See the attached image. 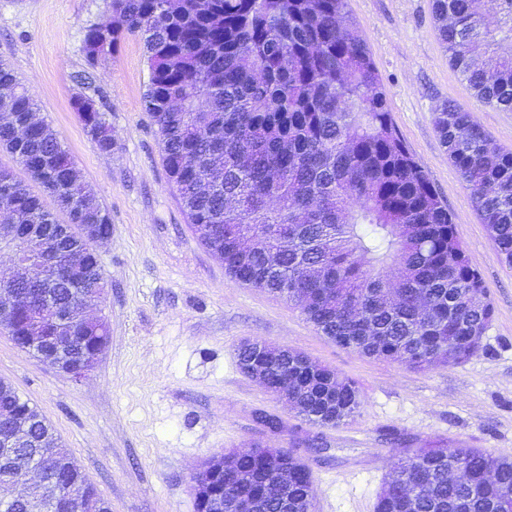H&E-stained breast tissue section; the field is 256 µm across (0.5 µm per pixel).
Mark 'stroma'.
<instances>
[{"label": "stroma", "instance_id": "obj_1", "mask_svg": "<svg viewBox=\"0 0 512 512\" xmlns=\"http://www.w3.org/2000/svg\"><path fill=\"white\" fill-rule=\"evenodd\" d=\"M109 0H0V60L11 65L110 216L98 254L106 278L89 309L109 341L94 369L73 381L0 332V378L42 411L112 512H196L191 477L210 455L254 444L302 449L315 512H374L402 445L463 444L512 457V266L500 258L448 160L437 107L468 108L512 150V112L480 103L448 64L432 0H348L386 92L395 128L447 206L494 317L480 350L423 370L362 356L323 336L286 298L241 285L199 241L163 162L145 110L143 44L127 38L88 64L84 30ZM93 100L116 138L101 151L75 111ZM297 349L356 383L364 404L337 427L296 416L237 366L241 341ZM278 417L272 434L255 419Z\"/></svg>", "mask_w": 512, "mask_h": 512}]
</instances>
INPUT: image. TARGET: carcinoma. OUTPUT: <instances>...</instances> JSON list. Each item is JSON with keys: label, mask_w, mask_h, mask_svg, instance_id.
I'll return each mask as SVG.
<instances>
[{"label": "carcinoma", "mask_w": 512, "mask_h": 512, "mask_svg": "<svg viewBox=\"0 0 512 512\" xmlns=\"http://www.w3.org/2000/svg\"><path fill=\"white\" fill-rule=\"evenodd\" d=\"M433 0L448 62L483 104L512 112V0ZM346 0H111L112 53L129 37L145 48V108L164 162L201 243L241 284L288 298L324 336L366 357L417 369L450 366L480 348L494 315L480 274L457 239L452 216L402 144L384 91ZM0 152L17 157L42 193L0 180L11 224H36L59 258L77 255L106 280L96 249L79 234L110 218L80 179L57 134L34 121L36 103L0 62ZM85 126L100 150L115 144L101 113ZM448 159L502 260L512 266V151L492 145L472 113L455 103L435 112ZM36 312L51 293L67 305L83 292L79 274L19 288ZM67 354L80 356L108 325L78 322ZM267 386L288 388L291 409L320 427L359 412L356 385L296 350L260 343ZM31 426L28 460L81 501L65 512H112L88 483L42 412L0 379V427ZM288 455L252 447L227 462L206 512L231 510L246 493L256 512H312L314 489L288 459V483L259 473ZM463 466L465 484L448 482ZM512 459L480 448H408L383 483L375 512H512Z\"/></svg>", "instance_id": "1"}]
</instances>
